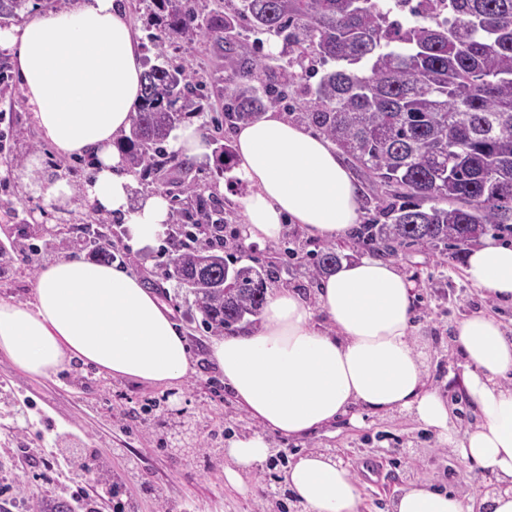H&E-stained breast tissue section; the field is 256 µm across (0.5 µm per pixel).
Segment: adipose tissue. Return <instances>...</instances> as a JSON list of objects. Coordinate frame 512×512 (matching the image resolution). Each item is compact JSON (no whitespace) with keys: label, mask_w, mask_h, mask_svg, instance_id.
Returning a JSON list of instances; mask_svg holds the SVG:
<instances>
[{"label":"adipose tissue","mask_w":512,"mask_h":512,"mask_svg":"<svg viewBox=\"0 0 512 512\" xmlns=\"http://www.w3.org/2000/svg\"><path fill=\"white\" fill-rule=\"evenodd\" d=\"M32 118L64 157L93 163L87 200L126 225L132 246L155 241L171 221L160 193L132 204V176L117 137L139 103L143 67L123 0H73L18 27L0 28ZM247 232L277 240L284 222L332 239L358 217V190L324 137L270 112L234 136ZM464 274L473 288L512 301V246L486 238L471 248ZM258 329L214 340L212 361L240 407L264 434L231 437L226 481L272 454L266 432L309 433L349 411L383 415L405 410L460 457L490 471L501 491L483 498L488 512H512V339L499 322L474 312L455 326L467 363L465 387L479 420L463 441L425 376L413 340L410 283L377 258L342 263L321 283L316 301L285 288L269 295ZM0 353L22 373L48 378L71 361L151 385L179 386L192 373L190 351L166 307L133 272L82 256L43 268L25 303L0 299ZM283 482L301 512H362L350 468L336 455L310 450ZM392 512H475L468 497L425 482L398 494Z\"/></svg>","instance_id":"obj_1"}]
</instances>
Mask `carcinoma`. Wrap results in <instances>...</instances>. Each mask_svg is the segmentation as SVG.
Listing matches in <instances>:
<instances>
[{"instance_id": "obj_1", "label": "carcinoma", "mask_w": 512, "mask_h": 512, "mask_svg": "<svg viewBox=\"0 0 512 512\" xmlns=\"http://www.w3.org/2000/svg\"><path fill=\"white\" fill-rule=\"evenodd\" d=\"M239 0L233 11L200 18L192 0H154L161 12L155 46L213 36L239 84L224 99V124L254 121L309 96L303 122L365 169L381 192L365 198L377 218L353 236L381 258L422 244L463 247L490 232L512 233V0ZM246 26L282 44L285 68L248 51ZM332 61L316 87L297 80ZM209 90L166 61L143 73L129 134L118 140L128 166L146 179L164 170L163 144L198 116ZM178 231L166 232L167 278L194 296L206 328L231 331L258 315L266 281L278 272L235 267L224 258V201L179 182ZM92 253L111 260V235L89 224ZM343 255L310 253L317 282Z\"/></svg>"}]
</instances>
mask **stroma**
<instances>
[{"instance_id":"obj_1","label":"stroma","mask_w":512,"mask_h":512,"mask_svg":"<svg viewBox=\"0 0 512 512\" xmlns=\"http://www.w3.org/2000/svg\"><path fill=\"white\" fill-rule=\"evenodd\" d=\"M125 6L143 57L152 60L164 53L167 60L185 65L192 83L234 84L233 72L215 54L210 39L191 45L173 41L156 49L150 36L159 28V12L152 0H126ZM34 158L39 165L33 169L29 162ZM25 169L35 179H68L75 189L72 199L56 205L34 196L20 176ZM88 172V160L59 156L43 136L20 92L11 57L0 50V265L9 270L0 278V299L24 303L31 298L35 278L15 275L17 255L12 250L25 225L70 226L92 214L81 191ZM184 175L209 191H221L231 202L225 223L234 228L244 224L240 201L252 188L234 171L221 170L211 156ZM165 247L161 239L141 249L124 241L117 262L151 280L154 293L188 342L195 371L178 388L106 379L88 365L78 372L70 368L52 378H33L0 353V424L12 422L23 429L17 439L0 433V485L13 486L18 496L10 512H65L68 482L90 480L116 485L112 497L98 501L96 512H113L118 503L122 512H296L287 492L264 496L263 472L245 476L249 491L244 494L226 482L223 453L205 448L187 456L169 442L171 432L182 426L195 437L221 444L232 436L257 432L258 427L209 359L214 334L202 324L193 296L166 278ZM393 264L413 288L414 333L427 344V378L450 400L455 437L463 439L474 406L461 394L466 367L451 341L453 327L481 310L500 321L512 337V304L473 288L465 278L463 261L444 245L411 247ZM101 378L106 386H98ZM21 442L70 461L69 481L48 486L42 465L25 464L20 456ZM270 442L281 472L302 452H336L358 477L363 512H391L393 498L421 480L477 501L482 498L480 469L465 461L452 463L447 445L404 411L367 413L356 425L341 417L308 436L274 435ZM82 455L98 462L91 475H84L78 464Z\"/></svg>"}]
</instances>
